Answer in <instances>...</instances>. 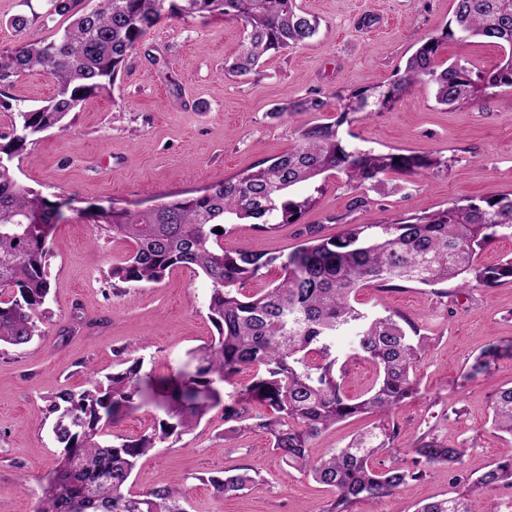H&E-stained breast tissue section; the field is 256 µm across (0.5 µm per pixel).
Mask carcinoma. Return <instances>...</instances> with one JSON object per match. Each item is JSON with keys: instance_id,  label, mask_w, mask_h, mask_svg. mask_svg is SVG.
<instances>
[{"instance_id": "cac0c4a2", "label": "carcinoma", "mask_w": 512, "mask_h": 512, "mask_svg": "<svg viewBox=\"0 0 512 512\" xmlns=\"http://www.w3.org/2000/svg\"><path fill=\"white\" fill-rule=\"evenodd\" d=\"M57 16L70 20L58 38L0 48L1 87L32 72L48 76L55 86L46 104L17 112L11 131L0 135V346L21 347L39 335V315L51 289L46 243L61 218V204L24 186L13 165L31 138L66 129L84 101L111 94L131 52L167 19L220 16L241 23L246 38L240 52L224 62L232 75L253 71L270 51L306 43L320 26L296 0H94L90 8L85 0H45L42 13L16 15L10 26L21 32ZM452 23L442 36L420 43L394 82L339 96L336 119L301 129L298 145L288 152L152 209L122 207L102 215L112 235L132 243L127 256L112 265L111 277L156 282L174 268L205 276L216 335L169 377L157 378L143 371L140 359H128L106 381L94 379L79 393L64 390L50 399L45 412L56 416L53 432L63 445L54 468L59 485L43 488L36 512H188L183 484L163 481L139 493L127 484L140 458L170 438L180 439L218 406L224 421L233 423L227 433H236L243 422L267 435L286 463L334 492L322 512L382 505L434 467L448 470L449 485L462 492L414 512H485L484 500L494 492L502 493L495 512H512V456L475 475L464 467L465 449L431 436L411 449L412 465L376 464L397 447L398 411L416 393L427 336L394 314L373 316L356 307L357 293L367 288L454 282L464 290L511 283L512 258L485 265L481 255L491 242L512 238V193L381 224H348L337 237L310 230L286 256L224 244L227 224L273 232L292 223L316 205L321 177L342 174L347 183L372 189L392 173L411 176L446 166L429 155L349 148L340 128L358 113L369 117L393 109L416 86L433 88L444 106L477 101L493 88L512 89V0H454ZM455 36L486 40L497 49L498 61L475 70L442 64L443 40ZM325 106L324 99L307 96L279 104L272 113L298 115ZM302 184L313 192L290 194ZM273 266L279 276L269 287L241 292ZM345 334L352 337L351 358L370 362L377 372L359 395L346 390L348 360L336 352V337ZM501 352L499 346L483 350L469 376L488 373ZM246 370L251 371L247 381H236ZM226 383L233 391H224ZM149 403L164 418L136 436L113 438L107 432ZM252 403L268 412L248 415ZM358 415L377 420L342 448H317L326 430ZM491 428L512 436V386L496 394ZM207 482L221 496H236L252 489L256 478L226 471Z\"/></svg>"}]
</instances>
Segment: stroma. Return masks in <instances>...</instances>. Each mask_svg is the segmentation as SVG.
<instances>
[{"instance_id": "35a3bbf8", "label": "stroma", "mask_w": 512, "mask_h": 512, "mask_svg": "<svg viewBox=\"0 0 512 512\" xmlns=\"http://www.w3.org/2000/svg\"><path fill=\"white\" fill-rule=\"evenodd\" d=\"M317 16V34L303 46L265 57L243 76L225 73L243 41L238 22L170 19L148 33L119 73L111 95L87 99L67 130L50 129L30 141L14 161L18 180L51 202H63L62 218L48 238L51 291L40 317V337L21 348H0V512H35L63 448L45 415L49 397L63 388H86L91 374L105 376L128 358L157 377L172 374L188 351L204 346L215 329L207 317L210 285L204 276L176 269L157 283H122L113 264L131 249L106 231L99 214L143 209L174 194L202 189L283 154L299 142L305 125L329 122L339 111L337 93L392 83L420 40L441 36L453 0H297ZM41 0H0V47L24 39H56L64 17L33 22L26 33L9 24L18 14L41 11ZM441 61L486 69L497 60L479 40L443 41ZM54 85L33 73L9 89L11 109L0 107V133L11 127L12 108L33 109ZM324 111L272 116L274 105L311 94ZM346 146L392 153L432 154L445 168L388 177L358 193L344 176L326 179L316 206L295 223L263 233L249 224L229 227L228 242L248 251L285 254L300 245L305 229L321 236L348 224H379L413 213L443 209L463 198L512 192V92L492 90L472 103L438 105L432 90L415 87L391 110L340 129ZM365 203L354 206L357 195ZM362 309L401 315L430 338L414 398L399 410L401 459L421 437L435 435L466 447L468 471L512 455V437L489 424L491 402L512 386V283L457 294L447 313L434 288H368ZM85 322L73 329L74 314ZM505 352L489 375H465L488 346ZM224 413L214 408L190 433L161 443L137 464L134 491L160 481L186 483L192 512H322L325 488L288 466L265 434L246 430L224 437ZM246 468L260 482L239 496H215L203 478ZM448 472L430 470L410 483L384 512L446 497Z\"/></svg>"}]
</instances>
